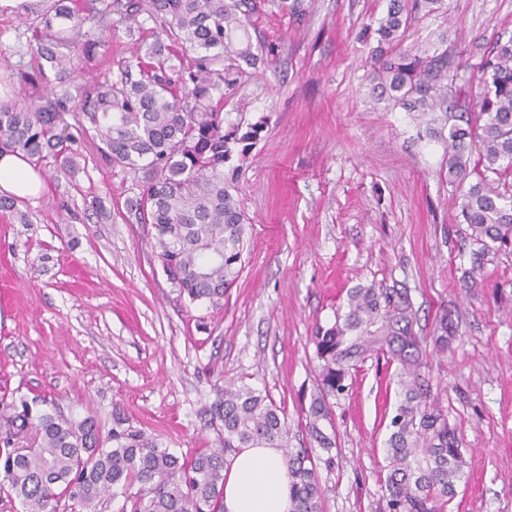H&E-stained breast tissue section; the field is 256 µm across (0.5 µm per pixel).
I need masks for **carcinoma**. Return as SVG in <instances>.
I'll use <instances>...</instances> for the list:
<instances>
[{"instance_id": "obj_1", "label": "carcinoma", "mask_w": 512, "mask_h": 512, "mask_svg": "<svg viewBox=\"0 0 512 512\" xmlns=\"http://www.w3.org/2000/svg\"><path fill=\"white\" fill-rule=\"evenodd\" d=\"M51 0L39 14L38 33L27 49L49 64L55 81H71L83 58L104 56L117 74L80 91L77 124L68 122L71 94L48 88L40 67L22 75L31 89L28 105L0 102V148L35 164L54 158L62 169L75 164L74 145L93 135L112 163L137 175L139 196L130 202L142 224L155 230L167 280L190 302L222 305L238 278L247 224L234 186L224 181L231 145L257 137L224 126V90L237 85L243 67L256 68L274 48L253 44L250 29L266 10L306 17L307 0ZM404 0H389L376 29L373 91L389 106L408 112H448V51L422 56L400 45L408 21ZM138 21V38L154 37L144 54L112 55L96 31L110 16ZM153 23L145 27V22ZM486 91L476 101L483 124L443 123L432 129L448 149V174L468 188L460 217L468 224L473 268L494 249L512 245V40L496 48L483 67ZM479 147L477 166L469 154ZM476 176L468 181L470 176ZM348 311L311 336L318 361L319 395L305 416L317 448H291L281 407L243 384L226 387L212 408L224 435L216 448L179 458L121 417L112 424V447H101L91 420L62 414L35 415L0 406V488L20 499L25 512L95 507L125 494L129 512H221L224 464L242 448L283 449L291 478V512H322L314 454L334 441L321 428L330 419L329 398L345 390L351 369L376 355L396 365L400 400L386 441L388 470L379 512H445L464 474L466 460L457 428L433 392L427 342L415 331L416 311L405 288H354ZM433 351L448 349V316H440ZM34 430L36 447L20 448Z\"/></svg>"}]
</instances>
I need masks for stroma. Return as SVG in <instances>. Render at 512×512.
<instances>
[{
	"instance_id": "1",
	"label": "stroma",
	"mask_w": 512,
	"mask_h": 512,
	"mask_svg": "<svg viewBox=\"0 0 512 512\" xmlns=\"http://www.w3.org/2000/svg\"><path fill=\"white\" fill-rule=\"evenodd\" d=\"M389 0H310L304 21L260 18L275 61L225 91L224 110L261 124L224 175L248 219L243 265L222 306L181 297L163 272L151 225L127 208L131 174L85 140L76 167L40 164L45 189L0 211V400L44 401L90 419L101 437L114 414L178 457L215 447L211 409L225 386L267 393L307 446L317 392L311 336L347 310L351 289H408L420 335L447 316L455 337L430 361L467 465L447 512H512V250L476 275L462 187L446 146L416 113L372 92L368 61ZM29 23L0 14V84L26 103L19 53ZM512 40V0H442L416 9L405 49L448 50L465 99L448 122L476 120L481 67ZM28 223H20L19 213ZM331 401L332 464L317 463L322 512H378L388 470V418L399 401L394 366L368 358Z\"/></svg>"
}]
</instances>
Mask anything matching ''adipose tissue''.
<instances>
[{
	"label": "adipose tissue",
	"mask_w": 512,
	"mask_h": 512,
	"mask_svg": "<svg viewBox=\"0 0 512 512\" xmlns=\"http://www.w3.org/2000/svg\"><path fill=\"white\" fill-rule=\"evenodd\" d=\"M43 180L24 155L0 152V192L40 193ZM224 512H291V480L277 448H245L224 467Z\"/></svg>",
	"instance_id": "obj_1"
}]
</instances>
